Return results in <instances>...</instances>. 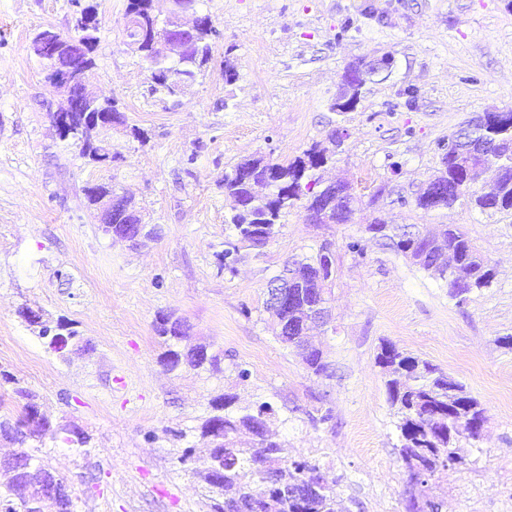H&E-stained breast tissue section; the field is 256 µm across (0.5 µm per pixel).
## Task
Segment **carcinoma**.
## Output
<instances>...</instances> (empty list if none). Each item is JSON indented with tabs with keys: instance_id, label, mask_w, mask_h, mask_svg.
<instances>
[{
	"instance_id": "1",
	"label": "carcinoma",
	"mask_w": 512,
	"mask_h": 512,
	"mask_svg": "<svg viewBox=\"0 0 512 512\" xmlns=\"http://www.w3.org/2000/svg\"><path fill=\"white\" fill-rule=\"evenodd\" d=\"M127 13L139 16L138 26L127 27V37L155 77L152 91L162 89L175 95L180 87L194 81L209 61L213 33L203 30L195 37L190 51L167 55L157 47L156 38L165 32L169 20L153 14L150 0H129ZM36 57L48 69L70 64L69 53L54 52L50 43ZM367 81L360 66L347 68L343 74L344 91L339 96L341 103L334 104V109L338 112L354 110ZM466 130L471 137L492 144L491 154L482 158L463 147L444 150L441 168L417 193L416 207L425 208V199L432 192L436 196L437 210L452 208L466 194L474 197L475 206L482 211L512 210V107L489 112L487 122L470 124ZM71 139L84 157L95 162L96 132L79 126ZM327 160L325 151L313 147L288 163L252 158L224 173V195L233 201L234 213L228 220L233 234L224 239V249L218 254L220 268L233 271L232 265L241 260L244 250L261 253L279 233L280 217L301 201L316 224L351 223L361 197L348 184L339 182L336 187L345 192L346 202L343 203L338 196L319 190V180L312 178L311 172L323 167ZM134 222L138 219L127 217L122 204L113 206L110 223L114 233L131 232ZM367 230H375L382 238L392 240L397 250L420 268L439 271L446 277L454 297L461 298L475 288H486L492 283L493 270L480 257L472 240L452 225L442 224L439 230L425 234L413 233L405 227L391 232L385 224H370ZM443 244L464 276L447 277L448 266L443 264L441 253ZM293 266L296 302L275 314V334L282 342L301 350L307 368L320 375L328 368L323 352L305 340L296 341L284 335V329L291 327L299 331V325L309 319L312 305L326 301V286L335 272L333 255L323 245L316 255ZM155 332L165 346L159 357L162 366L170 371L184 365L202 367L200 356L191 346L188 327L180 318L172 313L159 314ZM376 361L390 376L386 382L387 394L391 406L397 410V429L401 437L399 457L408 472L409 484L425 486L437 473L465 464L457 448L448 446L450 391H458L468 403L460 426L475 442L481 439L485 423V409L481 404L466 394L459 382L392 344L381 346ZM18 393L26 399L22 415L14 421L0 418V438L21 446L30 441L41 442L47 435L45 419L39 416L31 393L23 389ZM233 404L229 396L214 398L211 407L216 414L201 426V438L206 445L205 469L201 476L209 491L224 497L220 512H339L338 493L330 485L309 495L303 505L279 497L269 489L265 482L268 473L279 480H287L288 486L296 488L306 484L311 474L318 471V466L306 459L291 462L281 459L279 444L267 435L268 403L259 405L255 412L248 408L233 411ZM242 430L249 432L253 441L237 443L236 435ZM405 509L439 512V504L423 493L421 498L407 501Z\"/></svg>"
}]
</instances>
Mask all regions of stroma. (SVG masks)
<instances>
[{"label":"stroma","instance_id":"obj_1","mask_svg":"<svg viewBox=\"0 0 512 512\" xmlns=\"http://www.w3.org/2000/svg\"><path fill=\"white\" fill-rule=\"evenodd\" d=\"M82 3L101 21L89 80L125 118L105 164L53 129L61 96L29 48L40 29L73 32L71 0H0V415L17 416L23 387L45 419L90 435L80 451L61 437L35 450L66 477L76 512H215L200 476V426L222 394L239 408L270 403L284 458L318 463L347 512H405L397 415L376 362L388 342L486 410L479 445L456 443L467 469L436 475L426 493L442 512H503L512 504V210L483 211L465 197L427 212L414 199L442 143L512 107V0H199L217 31L211 59L173 97L152 92L129 45L127 0ZM387 55L390 76L368 82L354 111L334 110L345 69ZM314 145L332 150L320 180L346 181L365 198L384 184L392 197L365 201L349 224L290 210L260 255L220 269L232 232L225 172ZM94 185L129 191L156 240L133 249L104 234L84 195ZM376 220L458 225L492 284L457 303L444 279L367 232ZM353 240L363 256L348 250ZM325 243L336 277L331 322L310 332L329 364L316 375L275 336L265 300L285 262ZM25 308L69 321L85 350L50 353ZM163 312L221 355L220 371L163 368L154 333ZM190 447L196 460L181 462Z\"/></svg>","mask_w":512,"mask_h":512}]
</instances>
